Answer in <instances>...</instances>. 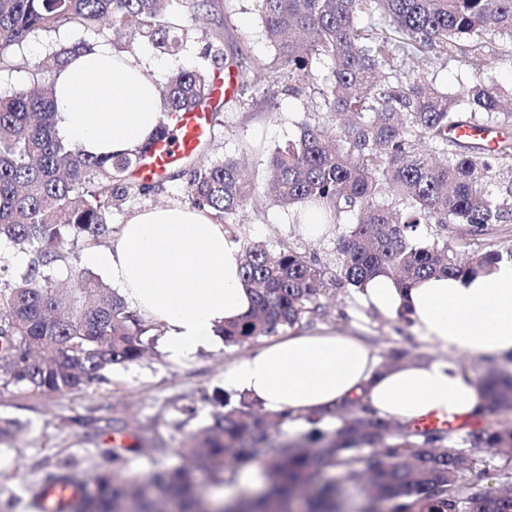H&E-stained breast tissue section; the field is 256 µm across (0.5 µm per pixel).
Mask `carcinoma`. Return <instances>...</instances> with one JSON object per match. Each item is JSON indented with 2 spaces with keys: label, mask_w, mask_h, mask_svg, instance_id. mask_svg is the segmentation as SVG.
I'll return each mask as SVG.
<instances>
[{
  "label": "carcinoma",
  "mask_w": 512,
  "mask_h": 512,
  "mask_svg": "<svg viewBox=\"0 0 512 512\" xmlns=\"http://www.w3.org/2000/svg\"><path fill=\"white\" fill-rule=\"evenodd\" d=\"M171 0H0V71L12 66L27 39L76 26L96 34L102 24L166 53L182 50L184 29L167 19ZM273 54L242 69V88L281 80L288 93L319 98L321 118L303 117L299 134L276 148L266 172L275 200L310 207L322 223L345 225L334 281L358 288L375 274L401 288L437 274L465 277L508 256L473 247L492 226L512 224V133L492 151L458 140L462 126H512V95L484 80L496 61L512 62V0H257ZM498 36L494 56L487 35ZM82 39L49 45L33 64L55 72L65 56L90 51ZM458 62L468 74L455 95L424 77L429 54ZM330 68L319 78L314 59ZM212 83L200 69H181L160 86L165 122L155 136L173 132L179 114L204 102ZM145 150L121 156L89 155L59 136L53 83L0 93V240L29 254L26 270L4 278L0 255V385L40 394L81 391L114 365L139 363L157 344L159 326L81 266L80 248L112 232V198L130 187L124 174ZM243 164L226 157L189 173L185 198L227 224L255 194ZM64 266L70 286L52 276ZM243 280L254 293L251 312L218 327L224 347H240L322 316L317 303L322 272L288 246L246 242ZM484 400L465 431L380 419L359 402H345L305 418L292 437L277 425L287 417L240 394L221 398L211 423L180 449L187 464L156 468L139 479L121 475L127 449H112L110 472L89 482L73 458L46 463L40 486L29 489L31 509L42 490L80 488L70 512H343L337 468L349 483L367 482L359 512H512V426L481 425L487 410L512 412V373L476 383ZM21 429L0 417V443ZM365 448L371 449L367 455ZM484 448L505 450L498 486L465 478ZM258 463L264 487L242 491L221 509L198 491L196 472L216 485L232 483L243 465Z\"/></svg>",
  "instance_id": "cac0c4a2"
}]
</instances>
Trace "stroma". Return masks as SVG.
Segmentation results:
<instances>
[{
	"mask_svg": "<svg viewBox=\"0 0 512 512\" xmlns=\"http://www.w3.org/2000/svg\"><path fill=\"white\" fill-rule=\"evenodd\" d=\"M169 19L186 28L183 49L176 55L163 53L148 42L127 46L108 27L91 36L90 41L128 51L133 64L143 66L148 77L161 83L179 68L205 67L211 74H220L224 56L237 51L247 61L272 53L255 0H210L207 7L194 13L177 4ZM218 32L224 35L219 43L214 40ZM82 35L81 29L70 28L53 37L31 36L14 65L0 72V91L30 87L36 79L31 66L49 43L69 44ZM310 106L309 99L288 95L280 84L267 90L236 92L213 111L212 136L191 164L196 167L232 156L245 162L256 180H263L273 150L296 136L297 124ZM185 184V179L167 177L150 194H129L112 207L113 232H120L122 225L141 210L183 205ZM339 234V228L327 224L320 234L309 236L303 225L295 223L293 210L277 206L262 195L238 216L237 235L241 240L271 248L288 245L313 268L323 271L326 284L320 302L324 314L296 325V332L342 330L363 339L381 357L393 348L433 358L453 357L451 351L419 337L409 321L365 309L356 288L333 282ZM255 348L250 342L228 349L219 339L210 350L184 363L172 362L163 354L139 364L115 365L103 380L78 393L33 395L12 386L0 387V416L17 419L23 425L12 440L0 444V502L14 503V512H31L27 490L41 483L49 460L73 458L86 475L97 473L104 464L100 451L112 445L110 424L119 412L132 423L130 439L144 442L159 436L167 446L166 454L156 461L126 453L121 464L125 476H145L157 462L168 468L181 466L182 442L209 423L215 398L234 393L224 383L225 370ZM456 360L476 377L490 369L489 363L479 357L461 356ZM78 416L90 417L96 434H88L76 425L74 419Z\"/></svg>",
	"mask_w": 512,
	"mask_h": 512,
	"instance_id": "obj_1",
	"label": "stroma"
}]
</instances>
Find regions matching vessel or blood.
I'll return each mask as SVG.
<instances>
[{
	"label": "vessel or blood",
	"instance_id": "vessel-or-blood-1",
	"mask_svg": "<svg viewBox=\"0 0 512 512\" xmlns=\"http://www.w3.org/2000/svg\"><path fill=\"white\" fill-rule=\"evenodd\" d=\"M215 101L180 114L174 135L157 140L143 155L137 174L146 180L161 179L169 168L190 160L211 135L210 113ZM74 489L46 488L42 512H68Z\"/></svg>",
	"mask_w": 512,
	"mask_h": 512
}]
</instances>
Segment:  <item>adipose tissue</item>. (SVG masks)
Returning a JSON list of instances; mask_svg holds the SVG:
<instances>
[{
  "instance_id": "obj_1",
  "label": "adipose tissue",
  "mask_w": 512,
  "mask_h": 512,
  "mask_svg": "<svg viewBox=\"0 0 512 512\" xmlns=\"http://www.w3.org/2000/svg\"><path fill=\"white\" fill-rule=\"evenodd\" d=\"M60 135L94 156L133 152L161 117L159 84L124 54L100 45L70 57L55 76ZM128 300L159 325L169 358L182 362L216 340L218 325L250 312L241 251L209 209L157 207L133 215L111 248L92 251ZM385 316L408 310L415 332L440 348L512 358V261L489 273L431 277L403 292L385 275L361 288ZM225 380L266 410L297 418L362 398L377 416L408 423L435 414L469 417L480 405L471 373L452 360L384 368L362 341L326 331L275 341L236 360Z\"/></svg>"
}]
</instances>
